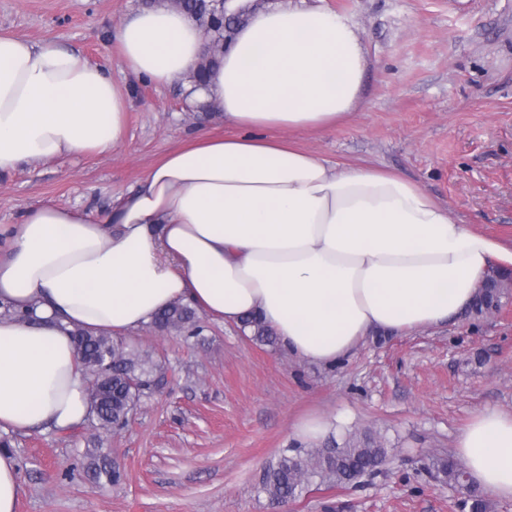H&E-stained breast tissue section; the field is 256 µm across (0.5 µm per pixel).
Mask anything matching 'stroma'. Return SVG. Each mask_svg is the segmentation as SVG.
<instances>
[{
  "label": "stroma",
  "mask_w": 512,
  "mask_h": 512,
  "mask_svg": "<svg viewBox=\"0 0 512 512\" xmlns=\"http://www.w3.org/2000/svg\"><path fill=\"white\" fill-rule=\"evenodd\" d=\"M147 0H0V34L52 38L105 64L131 90L127 135L103 152L0 172V225L51 202L104 215L150 166L197 136L231 128L199 112L183 84L126 69L115 30ZM357 25L368 68L361 103L340 125L293 135L315 156L399 173L451 216L512 249V0H325ZM203 331L146 326L129 345L172 367L119 433L82 425L0 430L24 485L17 512H279L260 490L283 451L303 450L304 414L336 416L322 448L368 434L390 453L379 472L310 486L289 512H462L457 486L427 472L454 455L476 411L512 413V316L468 312L406 334L371 331L330 367L288 356L203 315ZM119 467L96 479L88 455Z\"/></svg>",
  "instance_id": "35a3bbf8"
}]
</instances>
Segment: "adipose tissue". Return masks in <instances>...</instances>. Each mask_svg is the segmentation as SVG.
Returning <instances> with one entry per match:
<instances>
[{"mask_svg":"<svg viewBox=\"0 0 512 512\" xmlns=\"http://www.w3.org/2000/svg\"><path fill=\"white\" fill-rule=\"evenodd\" d=\"M246 11L195 100L232 126L177 148L106 214L43 203L0 226V429L66 431L88 414L74 328L124 337L174 302L241 323L329 366L373 330L406 333L470 307L512 250L459 223L395 172L342 166L274 131L350 119L366 57L354 23L319 0H226ZM126 68L167 86L207 43L182 11L139 8L117 29ZM129 91L56 41L0 35V171L111 150ZM455 456L486 495L512 501V414L477 411Z\"/></svg>","mask_w":512,"mask_h":512,"instance_id":"adipose-tissue-1","label":"adipose tissue"}]
</instances>
